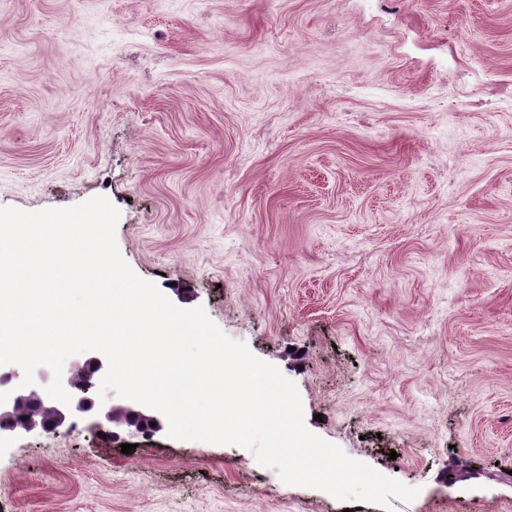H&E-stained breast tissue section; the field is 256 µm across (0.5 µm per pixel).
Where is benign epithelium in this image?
Instances as JSON below:
<instances>
[{
  "label": "benign epithelium",
  "instance_id": "1",
  "mask_svg": "<svg viewBox=\"0 0 512 512\" xmlns=\"http://www.w3.org/2000/svg\"><path fill=\"white\" fill-rule=\"evenodd\" d=\"M107 360L91 355L82 362H72L63 369L62 381L71 389V401L65 405L56 403L46 408L41 419L25 417L17 420L27 406H44L42 390L52 380V371L41 372L40 381L26 387L11 384V379H0V433H31L37 429L47 434H59L69 418L76 412L87 414L95 428L114 438L125 433H153L163 428L161 419L150 409L138 404L116 406L110 398L99 396L101 380L107 371ZM81 369L85 378L77 380L73 371Z\"/></svg>",
  "mask_w": 512,
  "mask_h": 512
}]
</instances>
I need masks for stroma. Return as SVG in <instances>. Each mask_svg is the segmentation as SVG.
<instances>
[{
    "mask_svg": "<svg viewBox=\"0 0 512 512\" xmlns=\"http://www.w3.org/2000/svg\"><path fill=\"white\" fill-rule=\"evenodd\" d=\"M118 209L124 260L307 428L512 512V0H0V208ZM0 440V512H384L251 450Z\"/></svg>",
    "mask_w": 512,
    "mask_h": 512,
    "instance_id": "35a3bbf8",
    "label": "stroma"
}]
</instances>
